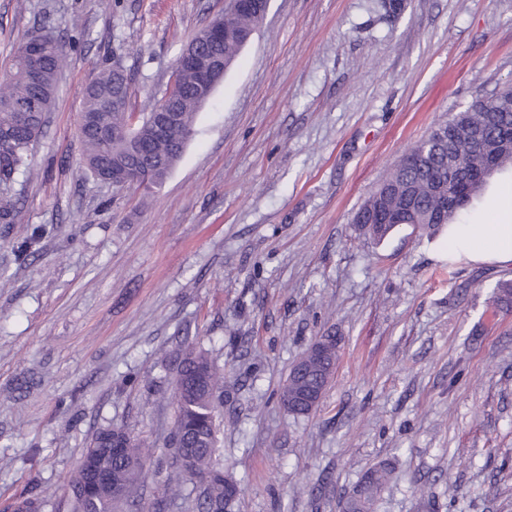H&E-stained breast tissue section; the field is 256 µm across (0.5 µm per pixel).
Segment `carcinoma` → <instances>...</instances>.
<instances>
[{"mask_svg": "<svg viewBox=\"0 0 512 512\" xmlns=\"http://www.w3.org/2000/svg\"><path fill=\"white\" fill-rule=\"evenodd\" d=\"M260 22L258 12L252 9L225 15L224 37L211 40L202 47V54L222 57L225 65H231L243 49L242 35L256 30ZM66 59L64 44L51 37L40 60H29L20 45L9 70L0 74L1 224L17 219L18 205L11 186L30 166V147L44 132L47 110ZM132 83L131 71L113 62L102 67L86 86L79 118L83 171L110 182L112 168L123 165L148 170L161 184L193 131L199 109L194 74H182L180 112L176 125L166 134L157 131L151 112L129 130ZM506 166L512 167L511 84L503 86L495 98L476 100L452 114L414 145L360 207L354 223L376 241L385 236L383 221L390 213L435 233L455 222L481 195L487 179ZM440 177L448 182L450 195H465L461 205L442 212L431 189ZM494 302L499 308L512 309L511 282L496 285ZM337 358L338 346L333 340L324 346L323 355L292 367L282 398L291 406L308 388L325 392ZM173 399L177 419L171 437L172 465L183 481L201 485L202 491L195 497L197 512H224V500L233 496L234 486L221 471L218 458L223 376L208 354L191 343L183 350L176 371ZM146 462L147 454L124 429L108 426L99 430L77 474L68 482L75 488L71 512H116L123 500L112 494V481L138 489L148 473ZM100 469L107 470L114 480L92 486L82 482L84 474ZM389 478L390 471L383 465L366 470L345 502L346 512H373Z\"/></svg>", "mask_w": 512, "mask_h": 512, "instance_id": "cac0c4a2", "label": "carcinoma"}]
</instances>
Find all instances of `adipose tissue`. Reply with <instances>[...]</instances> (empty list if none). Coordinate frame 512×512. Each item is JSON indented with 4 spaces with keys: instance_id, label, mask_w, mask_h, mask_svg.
Returning a JSON list of instances; mask_svg holds the SVG:
<instances>
[{
    "instance_id": "ef3b65f1",
    "label": "adipose tissue",
    "mask_w": 512,
    "mask_h": 512,
    "mask_svg": "<svg viewBox=\"0 0 512 512\" xmlns=\"http://www.w3.org/2000/svg\"><path fill=\"white\" fill-rule=\"evenodd\" d=\"M497 220L487 224H455L448 237V254L476 262H512V224L501 223L512 215V186H504L498 197Z\"/></svg>"
}]
</instances>
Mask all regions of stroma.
<instances>
[{
    "mask_svg": "<svg viewBox=\"0 0 512 512\" xmlns=\"http://www.w3.org/2000/svg\"><path fill=\"white\" fill-rule=\"evenodd\" d=\"M225 0H0V73L18 45L66 43L54 105L0 224V512H68L102 427L149 476L122 512H195L166 484L184 342L224 377L227 512H339L393 468L377 512H512V263L458 261L411 224L376 242L353 216L448 114L512 83V0H269L161 187L85 175L83 89L122 59L149 111ZM340 339L311 414L292 365Z\"/></svg>",
    "mask_w": 512,
    "mask_h": 512,
    "instance_id": "35a3bbf8",
    "label": "stroma"
}]
</instances>
